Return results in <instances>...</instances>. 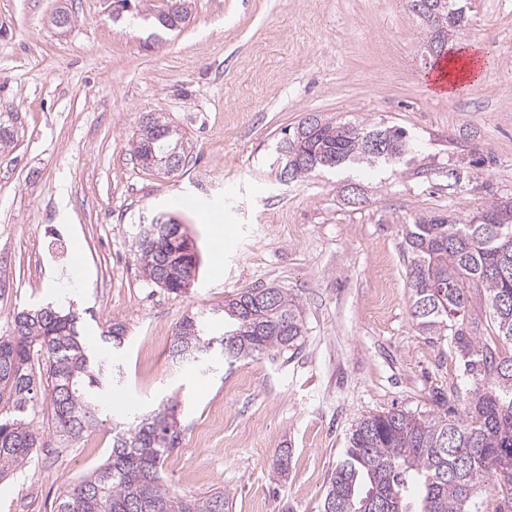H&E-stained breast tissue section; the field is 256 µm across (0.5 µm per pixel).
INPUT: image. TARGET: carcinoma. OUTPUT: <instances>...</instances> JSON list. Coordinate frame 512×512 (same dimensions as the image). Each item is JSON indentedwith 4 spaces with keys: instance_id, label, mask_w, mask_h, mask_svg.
Masks as SVG:
<instances>
[{
    "instance_id": "carcinoma-1",
    "label": "carcinoma",
    "mask_w": 512,
    "mask_h": 512,
    "mask_svg": "<svg viewBox=\"0 0 512 512\" xmlns=\"http://www.w3.org/2000/svg\"><path fill=\"white\" fill-rule=\"evenodd\" d=\"M444 16L415 14L430 34L428 45L441 54L464 19L460 0H427ZM168 122L148 114L134 141L142 168L158 171ZM407 131L396 126L324 122L312 115L288 134L280 151L288 179L307 177L348 163L404 162ZM137 241L147 282L171 294L195 278L200 259L185 252L186 230L172 237V224H148ZM403 246L411 288L410 314L426 336H444L467 357L469 372L481 377L464 413L416 415L393 409L358 422L342 461L329 479L322 512H480L474 490L488 481L500 496L495 512H512V353L492 340L476 348L463 325L472 290L484 294L491 332L512 345V201L493 203L469 220L452 212L411 214L405 218ZM231 328L210 333V316L201 311L183 318L169 350L171 359L194 361L189 351L218 337L216 345L231 365L260 355L297 349L304 336L299 302L283 288H246L225 301ZM79 315L51 305L15 313L12 331L0 335V478L47 447L35 425L34 405L50 399L55 436L82 437L99 423L97 392L112 386L113 370L92 357L80 339ZM121 322L108 326L112 347L125 343ZM175 405L114 431L105 462L56 498V512H229V495H177L163 483L161 469L179 431Z\"/></svg>"
}]
</instances>
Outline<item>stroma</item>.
Wrapping results in <instances>:
<instances>
[{"label": "stroma", "instance_id": "1", "mask_svg": "<svg viewBox=\"0 0 512 512\" xmlns=\"http://www.w3.org/2000/svg\"><path fill=\"white\" fill-rule=\"evenodd\" d=\"M189 3L184 27L155 37L116 17L113 0H0V120L17 133L0 154V335L17 311L80 295L83 342L120 376L98 397L99 428L49 436L0 480V512H54L59 492L108 457L113 426L170 399L172 490L226 491L231 512H321L361 419L461 410L476 386L449 340L412 322L402 230L414 213L466 218L512 201V0H466L451 45L493 57L453 96L426 80L435 59L406 0ZM60 10L73 18L64 31L50 23ZM150 113L188 144L177 173L134 155ZM311 115L403 127L412 159L281 178L283 130ZM182 197L194 207L177 206ZM163 213L201 258L178 295L147 284L138 261L140 226ZM58 233L68 255L52 261ZM260 286L298 299L295 353L172 364L186 315ZM113 321L127 329L119 349L103 337Z\"/></svg>", "mask_w": 512, "mask_h": 512}]
</instances>
